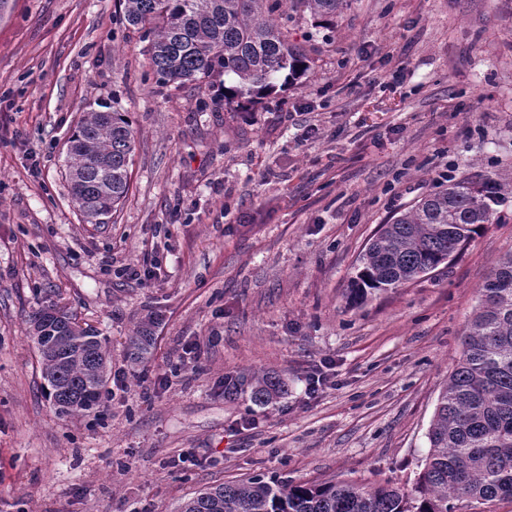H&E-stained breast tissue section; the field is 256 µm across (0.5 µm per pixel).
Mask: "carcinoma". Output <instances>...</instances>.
I'll return each mask as SVG.
<instances>
[{"mask_svg": "<svg viewBox=\"0 0 512 512\" xmlns=\"http://www.w3.org/2000/svg\"><path fill=\"white\" fill-rule=\"evenodd\" d=\"M125 24L147 43L161 86L206 81L224 92V104L255 107L310 69L309 58L288 39V9H302L320 27H331L348 0H120ZM135 131L119 112L90 111L69 138L66 177L76 207L91 223L112 214L129 191ZM512 217V181L487 172L448 180L380 226L360 256L351 300L370 290L412 282L458 254L484 226ZM56 304L36 309L30 322L47 319L35 344L42 361V390L56 412L92 410L107 383L106 339L80 341L76 316ZM159 318L138 322L128 359L143 362ZM463 350L439 393L427 432L428 452L413 489L389 482H265L253 479L205 488L179 512H472L512 501V251L479 288ZM250 387L264 406L287 391L280 376L224 380L227 392Z\"/></svg>", "mask_w": 512, "mask_h": 512, "instance_id": "1", "label": "carcinoma"}]
</instances>
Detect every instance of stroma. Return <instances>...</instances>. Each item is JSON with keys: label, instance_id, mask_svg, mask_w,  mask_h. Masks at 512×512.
I'll return each mask as SVG.
<instances>
[{"label": "stroma", "instance_id": "obj_1", "mask_svg": "<svg viewBox=\"0 0 512 512\" xmlns=\"http://www.w3.org/2000/svg\"><path fill=\"white\" fill-rule=\"evenodd\" d=\"M288 33L310 70L230 112L206 83L157 85L118 0L0 14V512H177L253 477L413 489L512 222L359 304L349 285L380 225L439 184L512 176V0H349L334 28L295 13ZM91 110L135 130L103 224L64 172ZM48 296L108 339L101 403L78 416L42 390L29 317ZM151 312L154 345L131 364ZM257 371L286 393L225 395ZM159 325V318L149 315L138 322L129 336L128 359L133 364L142 363L154 343V335ZM246 383L250 387L252 400L260 406L271 403L287 391V384L283 378L275 373L264 372L261 375H252L248 382L244 378L242 380L227 378L224 380V392L227 390L228 393L233 391L237 393Z\"/></svg>", "mask_w": 512, "mask_h": 512}]
</instances>
